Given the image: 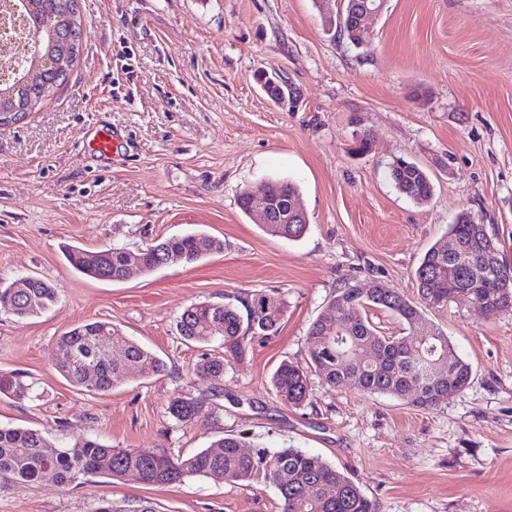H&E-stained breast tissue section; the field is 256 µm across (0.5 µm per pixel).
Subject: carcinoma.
Returning <instances> with one entry per match:
<instances>
[{"label": "carcinoma", "mask_w": 512, "mask_h": 512, "mask_svg": "<svg viewBox=\"0 0 512 512\" xmlns=\"http://www.w3.org/2000/svg\"><path fill=\"white\" fill-rule=\"evenodd\" d=\"M336 31L352 44L353 20L363 0H340ZM25 13L39 31L37 54L23 59L19 81L0 85V114L33 112L50 99L62 84L56 71H72L83 41L63 51V26L60 19L74 16L73 25L83 30L75 0H28ZM394 188L417 204L427 203L433 195L428 173L417 163L400 158L390 165ZM272 193L281 200L272 205L270 223L262 228L288 239L303 236L308 225L287 214L282 198L298 196L296 183L270 181ZM448 238L460 249L450 253L434 244L423 255L415 270L418 300L414 301L394 288L380 283L346 282L337 288L331 305L338 319L329 321L322 314L308 331L309 369L284 361L272 377L277 396L291 406L306 398L309 372L340 389L386 394L408 405L431 409L448 393L470 384L472 368L456 358L448 365L451 343L443 331L434 327L428 339L421 337L425 312L443 308L467 294L495 315L512 310V283L502 288L498 272L512 268L504 262L498 239L484 224H476L471 214L461 212L449 225ZM224 251V241L202 234H184L152 241L136 249L110 245L96 251L71 246L65 251L69 265L94 279L121 280L131 269L144 274L175 264H192L204 256ZM458 269L456 282L448 283V265ZM268 295L256 292L239 308L232 303L192 304L179 316L180 336L200 344L222 339L221 349L206 355L193 372L201 379L219 381L230 359L241 357L256 337L279 332L285 303L274 300L266 307ZM58 300V290L50 282L34 276L26 278L23 288L0 283V306L17 318L34 316ZM383 310L395 316L401 334H381L368 313ZM123 351L109 356V348ZM158 375L164 362L152 351L135 342L117 326L94 321L77 326L58 340L57 371L70 385L88 391L107 392L113 381L129 368ZM29 387L14 374L0 372V393L16 397L28 395ZM169 412L178 421L195 424L209 419L206 406L194 399L175 398ZM253 452L247 454L243 448ZM49 442L39 431L0 425V475L22 481L52 479L60 486L69 485L88 474H102L113 479L136 475L146 484L181 482L191 476H214L233 485L263 484L277 489L282 512H374V504L350 478L330 466L321 457L298 448H270L262 443L246 444L243 437L229 434L190 456L145 455L131 448H112L96 439H84L69 448L47 451ZM335 489L333 497L322 494V486Z\"/></svg>", "instance_id": "carcinoma-1"}]
</instances>
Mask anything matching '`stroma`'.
I'll list each match as a JSON object with an SVG mask.
<instances>
[{"label": "stroma", "mask_w": 512, "mask_h": 512, "mask_svg": "<svg viewBox=\"0 0 512 512\" xmlns=\"http://www.w3.org/2000/svg\"><path fill=\"white\" fill-rule=\"evenodd\" d=\"M83 50L70 79L16 124L0 126V281L35 275L58 301L20 320L0 311V370L29 385L0 394V425L41 431L52 447L85 438L190 455L227 434L300 448L353 480L376 512H512V312L456 303L426 313L473 370L437 407L328 386L310 375L294 407L271 377L307 365L308 329L336 289L380 280L416 298L414 272L471 212L512 265V0H387L361 46L325 30L340 0H79ZM286 80L272 100L255 75ZM113 133L109 153L94 134ZM365 151H357L360 140ZM423 166V205L388 177L397 158ZM299 187L303 238L263 231L243 189ZM189 232L222 253L118 281L76 272L63 248H136ZM283 298L276 336L252 340L221 381L192 369L209 348L183 340L194 303ZM106 321L164 360L106 392L70 385L57 340ZM195 398L206 425L168 405ZM155 512H281L270 486L204 476L148 485L86 475L68 486L0 477V512H95L100 502Z\"/></svg>", "instance_id": "stroma-1"}]
</instances>
